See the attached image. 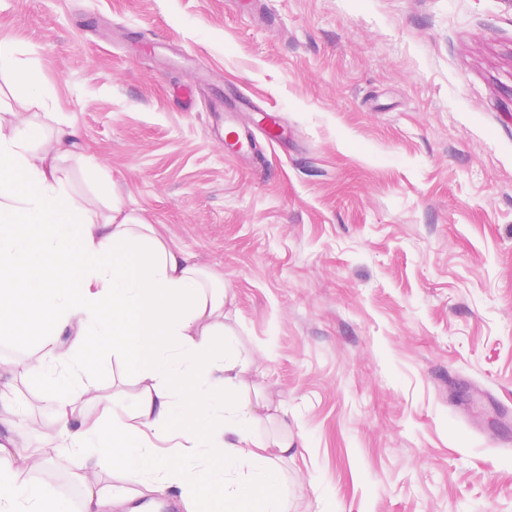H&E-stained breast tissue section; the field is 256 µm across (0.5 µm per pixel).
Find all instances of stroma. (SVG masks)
Segmentation results:
<instances>
[{"label": "stroma", "instance_id": "obj_1", "mask_svg": "<svg viewBox=\"0 0 512 512\" xmlns=\"http://www.w3.org/2000/svg\"><path fill=\"white\" fill-rule=\"evenodd\" d=\"M0 41L78 132L123 207L234 294L255 381L286 403L295 512H512V0H0ZM280 112L226 156L209 119ZM41 429L38 381L0 378ZM50 451L28 482L66 499Z\"/></svg>", "mask_w": 512, "mask_h": 512}]
</instances>
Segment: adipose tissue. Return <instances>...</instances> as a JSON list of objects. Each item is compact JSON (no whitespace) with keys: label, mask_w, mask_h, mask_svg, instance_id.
Instances as JSON below:
<instances>
[{"label":"adipose tissue","mask_w":512,"mask_h":512,"mask_svg":"<svg viewBox=\"0 0 512 512\" xmlns=\"http://www.w3.org/2000/svg\"><path fill=\"white\" fill-rule=\"evenodd\" d=\"M74 136L0 116V337L37 336L32 357L0 371L46 387L53 413L43 441L83 456V512H144L104 493V471L138 476L161 496L178 489L184 512H291L278 467L293 444L255 433L286 409L256 390L228 288L125 211L103 167L94 195H75L59 166ZM104 353L131 363L138 387L131 402L113 400L108 417L97 412ZM21 423V406L0 398V424L14 430L0 441V512H64L56 496L16 482L41 456ZM166 440L177 454L159 453Z\"/></svg>","instance_id":"ef3b65f1"}]
</instances>
